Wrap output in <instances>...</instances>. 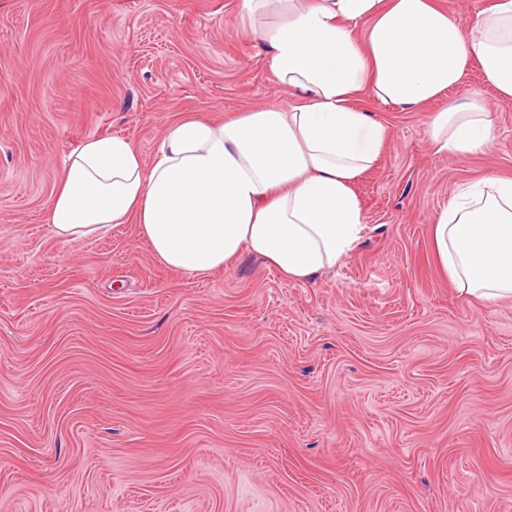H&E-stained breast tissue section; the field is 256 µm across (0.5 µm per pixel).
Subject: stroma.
Listing matches in <instances>:
<instances>
[{
    "mask_svg": "<svg viewBox=\"0 0 512 512\" xmlns=\"http://www.w3.org/2000/svg\"><path fill=\"white\" fill-rule=\"evenodd\" d=\"M239 0H0V512H512V299L460 298L431 215L512 177V100L435 153L436 104L371 105L368 229L297 283L250 254L194 278L138 225L44 221L94 136L152 164L169 122L288 107Z\"/></svg>",
    "mask_w": 512,
    "mask_h": 512,
    "instance_id": "stroma-1",
    "label": "stroma"
}]
</instances>
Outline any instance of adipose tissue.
I'll use <instances>...</instances> for the list:
<instances>
[{"label":"adipose tissue","mask_w":512,"mask_h":512,"mask_svg":"<svg viewBox=\"0 0 512 512\" xmlns=\"http://www.w3.org/2000/svg\"><path fill=\"white\" fill-rule=\"evenodd\" d=\"M240 9L280 14L264 34L268 72L296 105L174 121L149 166L129 140L86 139L46 210L58 239L135 224L157 261L180 273L205 277L247 252L306 283L367 230L355 185L380 162L387 129L352 99L438 103L428 139L457 156L488 149L494 122L478 94L449 104L447 91L477 65L512 99V0H491L466 31L437 0H240ZM430 224L438 268L460 298L512 297V178L483 176Z\"/></svg>","instance_id":"adipose-tissue-1"}]
</instances>
